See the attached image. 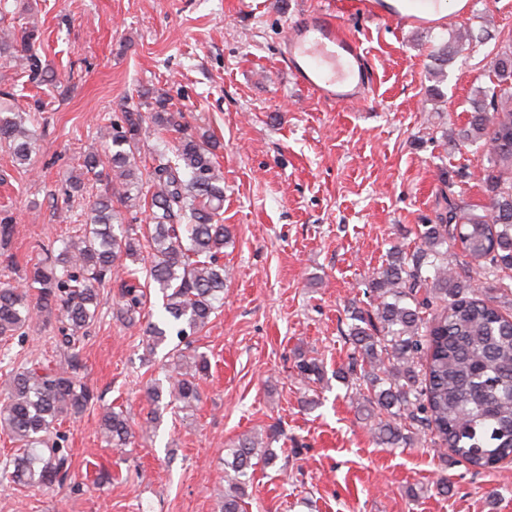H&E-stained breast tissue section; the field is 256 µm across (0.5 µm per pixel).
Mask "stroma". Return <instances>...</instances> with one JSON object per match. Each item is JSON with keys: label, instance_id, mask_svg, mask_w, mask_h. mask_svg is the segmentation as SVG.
Segmentation results:
<instances>
[{"label": "stroma", "instance_id": "stroma-1", "mask_svg": "<svg viewBox=\"0 0 512 512\" xmlns=\"http://www.w3.org/2000/svg\"><path fill=\"white\" fill-rule=\"evenodd\" d=\"M315 9L360 39L375 79L366 105L324 102L282 62L290 23ZM447 9V26L428 28L362 16L355 0H0V30H34L29 53L45 73L38 84L0 59V108L20 113L37 143L21 167L0 141V219L13 225L14 261L0 278L80 234L105 185L88 178L74 192L70 177L86 154L105 153V118L128 107L149 115L160 93L188 132L217 140L231 232L224 305L186 351L210 361L195 410L147 402L176 341L149 352L141 325L116 316V285L101 288L77 369L96 399L61 427L72 478L0 487V512H220L224 459L245 436L278 459L257 467L244 512H512V462L477 473L426 436L377 445L335 376L354 352L352 310L374 301L373 270L412 252L446 201L478 211L489 202L487 163L457 133L512 38V0H474L462 17ZM461 25L482 41L436 82L429 48ZM58 327L45 313L8 341L15 363L63 361ZM301 351L322 363L321 381L297 377ZM107 407L131 417L125 454L99 434Z\"/></svg>", "mask_w": 512, "mask_h": 512}]
</instances>
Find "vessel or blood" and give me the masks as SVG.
I'll return each instance as SVG.
<instances>
[{
    "instance_id": "obj_1",
    "label": "vessel or blood",
    "mask_w": 512,
    "mask_h": 512,
    "mask_svg": "<svg viewBox=\"0 0 512 512\" xmlns=\"http://www.w3.org/2000/svg\"><path fill=\"white\" fill-rule=\"evenodd\" d=\"M438 0H397L389 16L397 23L435 27ZM280 53L296 81L321 99L340 104L367 100L373 71L357 37L325 10L303 14L290 27Z\"/></svg>"
}]
</instances>
